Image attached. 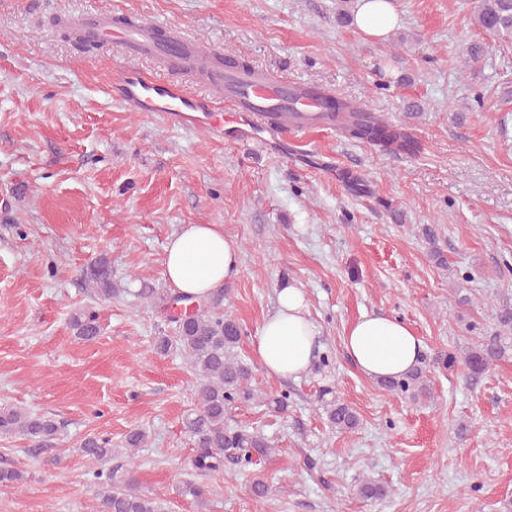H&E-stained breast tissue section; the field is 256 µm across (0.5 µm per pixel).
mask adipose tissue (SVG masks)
<instances>
[{"label":"adipose tissue","instance_id":"adipose-tissue-1","mask_svg":"<svg viewBox=\"0 0 512 512\" xmlns=\"http://www.w3.org/2000/svg\"><path fill=\"white\" fill-rule=\"evenodd\" d=\"M397 22L390 0H358L355 23L359 31L383 40ZM240 272L239 250L219 224H186L165 246L163 275L182 296L206 298ZM320 330L311 319L299 286H282L264 319L254 352L265 373L299 378L311 368ZM344 349L366 377L397 378L416 367L424 345L406 323L377 312L362 313L345 330Z\"/></svg>","mask_w":512,"mask_h":512}]
</instances>
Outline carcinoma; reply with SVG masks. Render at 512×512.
Returning a JSON list of instances; mask_svg holds the SVG:
<instances>
[{
    "mask_svg": "<svg viewBox=\"0 0 512 512\" xmlns=\"http://www.w3.org/2000/svg\"><path fill=\"white\" fill-rule=\"evenodd\" d=\"M475 21L483 30L512 41V0H480ZM321 118L334 125L342 136L369 142L388 153H415L419 149L418 141L406 129L391 126L350 101L336 100V111L323 112ZM86 278L101 299H110L117 293L105 257L90 264ZM189 304L188 297L169 300V321L175 324V335L160 337L155 348L160 354H167L173 348L179 350L198 376L197 405L185 417V425L197 448L194 468L202 472L219 471L226 460L253 464L255 457L271 454V442L257 431L224 426V413L231 404L259 400L249 383V368L233 355L241 340L240 326L224 315L222 289L197 301L192 309L188 308ZM71 326L83 341H92L100 333L98 314L94 311L75 315ZM511 350L512 336H484L467 353L466 361L472 374H482ZM379 385L388 392L405 393L413 398L429 395L428 379L420 367L399 379H384ZM323 410L329 424L336 429L351 431L360 425L357 413L344 403L332 400L324 403ZM57 431L56 422L49 417L0 408V434L23 433L48 438ZM80 451L92 460L103 461L112 457L114 448L110 440L90 436L83 440ZM94 477L103 487L99 493V512H166L160 501L132 489L130 481L122 478L117 468L103 469Z\"/></svg>",
    "mask_w": 512,
    "mask_h": 512,
    "instance_id": "cac0c4a2",
    "label": "carcinoma"
}]
</instances>
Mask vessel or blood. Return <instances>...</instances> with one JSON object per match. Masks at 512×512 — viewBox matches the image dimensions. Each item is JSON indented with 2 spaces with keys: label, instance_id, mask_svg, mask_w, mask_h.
I'll return each mask as SVG.
<instances>
[{
  "label": "vessel or blood",
  "instance_id": "b4317fda",
  "mask_svg": "<svg viewBox=\"0 0 512 512\" xmlns=\"http://www.w3.org/2000/svg\"><path fill=\"white\" fill-rule=\"evenodd\" d=\"M72 23L93 40L117 41L131 55L153 57L170 68L202 73L228 111L246 113L251 127L272 126L281 112L294 113L290 128L300 136L323 125L320 100L312 87L278 78L259 67L225 64L222 53L184 38L175 29L161 31L142 22L120 26L105 13L83 14L74 17ZM118 85L123 99L137 111L166 112L186 124L200 122L201 106L182 84L126 71Z\"/></svg>",
  "mask_w": 512,
  "mask_h": 512
}]
</instances>
